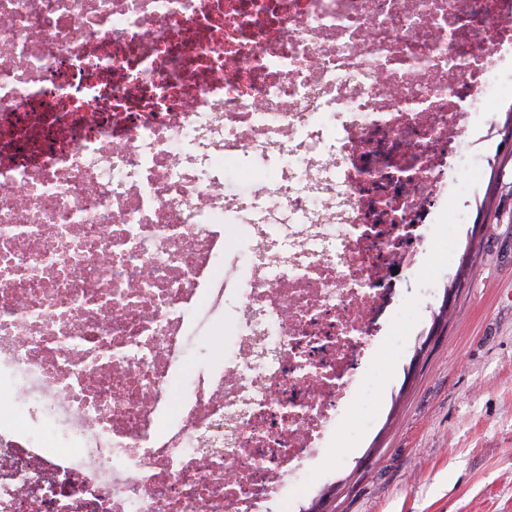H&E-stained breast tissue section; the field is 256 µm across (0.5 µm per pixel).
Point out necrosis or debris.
<instances>
[{"label": "necrosis or debris", "mask_w": 512, "mask_h": 512, "mask_svg": "<svg viewBox=\"0 0 512 512\" xmlns=\"http://www.w3.org/2000/svg\"><path fill=\"white\" fill-rule=\"evenodd\" d=\"M506 73L512 0H0V512H291Z\"/></svg>", "instance_id": "obj_1"}]
</instances>
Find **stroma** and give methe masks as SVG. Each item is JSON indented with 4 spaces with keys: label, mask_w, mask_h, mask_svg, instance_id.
<instances>
[{
    "label": "stroma",
    "mask_w": 512,
    "mask_h": 512,
    "mask_svg": "<svg viewBox=\"0 0 512 512\" xmlns=\"http://www.w3.org/2000/svg\"><path fill=\"white\" fill-rule=\"evenodd\" d=\"M462 136L475 197L438 208L418 267L397 284L415 322L400 354L372 355L375 413L352 410L337 462H315L300 508L326 512H512V128ZM466 214L452 258L443 221ZM450 319H439L442 306Z\"/></svg>",
    "instance_id": "stroma-1"
}]
</instances>
